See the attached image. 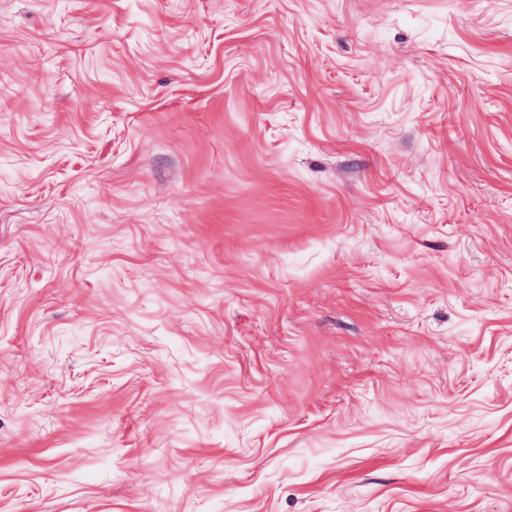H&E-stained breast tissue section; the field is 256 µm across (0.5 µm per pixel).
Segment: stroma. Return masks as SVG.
<instances>
[{"mask_svg":"<svg viewBox=\"0 0 512 512\" xmlns=\"http://www.w3.org/2000/svg\"><path fill=\"white\" fill-rule=\"evenodd\" d=\"M0 512H512V0H0Z\"/></svg>","mask_w":512,"mask_h":512,"instance_id":"obj_1","label":"stroma"}]
</instances>
